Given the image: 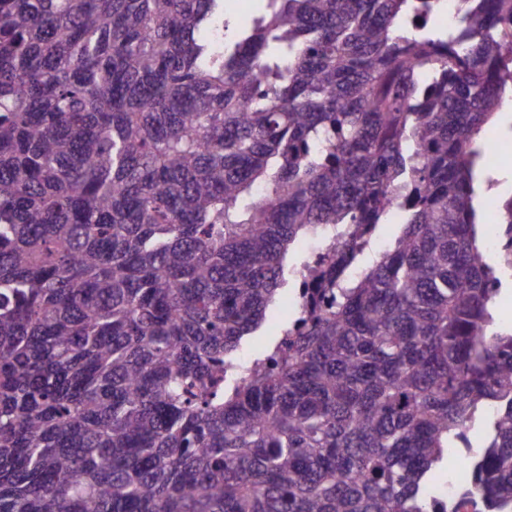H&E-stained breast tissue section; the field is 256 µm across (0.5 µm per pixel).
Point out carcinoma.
I'll list each match as a JSON object with an SVG mask.
<instances>
[{"instance_id": "obj_1", "label": "carcinoma", "mask_w": 512, "mask_h": 512, "mask_svg": "<svg viewBox=\"0 0 512 512\" xmlns=\"http://www.w3.org/2000/svg\"><path fill=\"white\" fill-rule=\"evenodd\" d=\"M263 2L0 0V512H444L450 448L512 512L475 208L512 0L448 34L417 0ZM498 223L512 251V197ZM308 235L318 299L224 386ZM225 16L233 26L242 25L249 15L256 13L263 4L261 0H224Z\"/></svg>"}]
</instances>
